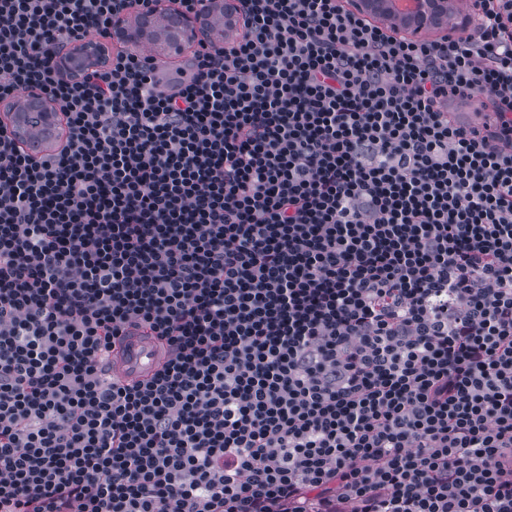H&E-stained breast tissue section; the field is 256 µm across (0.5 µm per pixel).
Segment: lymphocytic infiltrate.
<instances>
[{"label": "lymphocytic infiltrate", "mask_w": 512, "mask_h": 512, "mask_svg": "<svg viewBox=\"0 0 512 512\" xmlns=\"http://www.w3.org/2000/svg\"><path fill=\"white\" fill-rule=\"evenodd\" d=\"M155 2L0 0V101L67 129L0 124V512H512V0L420 41L241 0L178 79L53 64ZM131 328L166 359L117 386ZM53 109L54 107L50 102L43 100V98L37 94H31V96L29 97L28 105L24 111L27 112L24 117V121L27 124L26 116L27 114H29V125L31 126V118H34V122L37 123L35 127H39L40 124L42 127L47 121L48 112H53ZM52 123L53 126H55L56 128V136L49 143L46 151L43 153L42 156L53 155L59 152L65 144L66 136H63L61 138L62 128L66 129L65 120L61 112H53ZM469 107V112H465V115H460L457 110L449 112L448 119L454 123L466 121L464 124L476 128L481 132V135L488 136V133L493 130L495 122L494 112L488 107L486 100L481 98L470 99Z\"/></svg>", "instance_id": "1"}]
</instances>
